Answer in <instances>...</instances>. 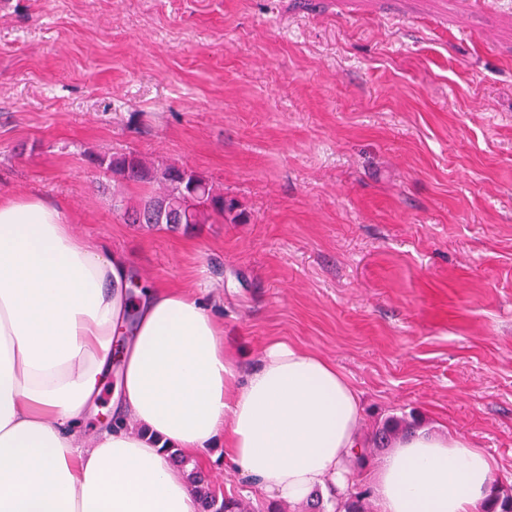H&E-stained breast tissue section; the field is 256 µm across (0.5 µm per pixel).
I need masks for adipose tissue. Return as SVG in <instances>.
<instances>
[{
	"instance_id": "adipose-tissue-1",
	"label": "adipose tissue",
	"mask_w": 512,
	"mask_h": 512,
	"mask_svg": "<svg viewBox=\"0 0 512 512\" xmlns=\"http://www.w3.org/2000/svg\"><path fill=\"white\" fill-rule=\"evenodd\" d=\"M134 279L62 207L0 198V512H199L168 451L218 442L284 503L352 482L360 400L334 363L273 341L241 373L211 307ZM116 359L112 417L83 434ZM492 470L468 439L420 430L370 482L381 512H475Z\"/></svg>"
}]
</instances>
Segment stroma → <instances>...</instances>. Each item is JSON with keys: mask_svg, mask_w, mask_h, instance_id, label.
<instances>
[{"mask_svg": "<svg viewBox=\"0 0 512 512\" xmlns=\"http://www.w3.org/2000/svg\"><path fill=\"white\" fill-rule=\"evenodd\" d=\"M183 165L243 224L124 223ZM214 308L242 370L282 340L388 416L473 442L512 484V0H0V197ZM217 497L265 512L223 445ZM93 160L99 168L127 183L150 182L156 178L151 169L133 153L96 155Z\"/></svg>", "mask_w": 512, "mask_h": 512, "instance_id": "obj_1", "label": "stroma"}]
</instances>
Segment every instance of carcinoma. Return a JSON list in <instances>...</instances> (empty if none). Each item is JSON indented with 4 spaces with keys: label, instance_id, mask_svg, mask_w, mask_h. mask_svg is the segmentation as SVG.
Here are the masks:
<instances>
[{
    "label": "carcinoma",
    "instance_id": "1",
    "mask_svg": "<svg viewBox=\"0 0 512 512\" xmlns=\"http://www.w3.org/2000/svg\"><path fill=\"white\" fill-rule=\"evenodd\" d=\"M94 163L116 178L127 183L150 182L155 176L150 168L133 153L97 155ZM165 191L152 196L136 207H127L123 219L127 224H145L154 227L165 224L176 228L181 224H205L218 218L226 224H239L244 211L240 202L216 191L201 174L185 166H170L161 173ZM416 428V421L388 416L373 428L372 447L360 449L356 458L357 468L365 469L376 452L390 446L398 436ZM200 512H248L249 505L240 497L217 498L198 474ZM334 512H371L370 490L354 482L342 496L330 495ZM479 512H512V486L498 480L493 482L489 497L479 507Z\"/></svg>",
    "mask_w": 512,
    "mask_h": 512
}]
</instances>
